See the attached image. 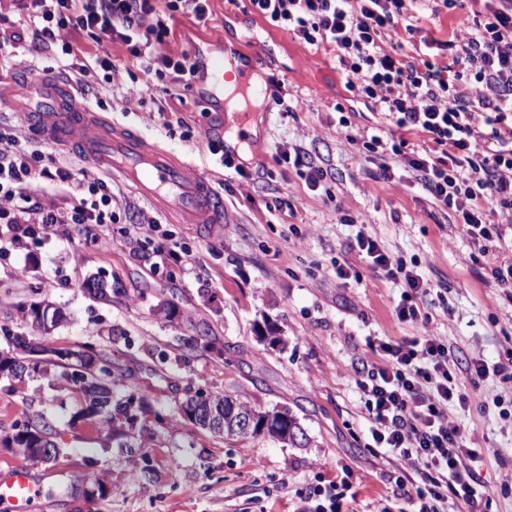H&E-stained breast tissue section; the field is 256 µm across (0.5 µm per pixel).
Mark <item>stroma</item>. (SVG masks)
<instances>
[{"instance_id": "obj_1", "label": "stroma", "mask_w": 512, "mask_h": 512, "mask_svg": "<svg viewBox=\"0 0 512 512\" xmlns=\"http://www.w3.org/2000/svg\"><path fill=\"white\" fill-rule=\"evenodd\" d=\"M210 7L204 25L193 15L177 16L167 51L193 58L268 45L269 72L298 98L289 114L275 100L258 103L254 143L241 153L246 181L207 147L223 134L221 112L189 95L142 99L138 71L127 78L126 95L113 98L93 61L108 54L126 66L119 45L68 30L70 57L57 46L34 56L23 42L0 51V129L27 130L14 102L35 104L37 95L26 86L39 69L85 64L90 71L74 90L81 102L172 151L191 176H207L224 198L223 223L182 224L120 176L71 151L57 155V164L102 178L127 207L107 231L74 225L69 237L34 238L12 249L0 263V327L59 349L91 345L108 353L115 391L137 392L144 406L130 454L99 421L83 417V398L59 382L63 368L54 355H43L39 373L0 391V465L23 462L8 439L39 414L61 449L51 462L28 465L41 486L35 512H307L310 491L345 469L356 483L342 512H374L377 500L392 494L398 472L387 450L371 444L353 364L376 359L374 343L426 332L445 337L463 355L493 362L512 338V297L490 267L471 263V245L452 218L401 166H394L392 182L372 179L375 165L352 140L375 126V118L352 114L348 134H340L335 106L350 94L337 57L228 0H210ZM174 114L183 125L166 127ZM295 141L334 168L332 197L308 190L277 164L279 151ZM278 198L292 210L273 209ZM340 206L365 215L366 224L341 223ZM141 211L159 219L160 233L172 234L189 260H167L153 271L136 257L124 229ZM360 233L416 265L431 284L423 300L428 324L398 320L402 287L353 251ZM343 262L353 272L340 278L336 266ZM93 283L106 288L109 300L90 292ZM33 304L59 310L63 321L46 332L32 327L22 311ZM198 390L289 408L307 439L300 447L266 437L225 441L181 414L182 401ZM500 390L501 406L458 414L483 452L478 477L489 493L485 512H512V483L502 479L512 469V385Z\"/></svg>"}]
</instances>
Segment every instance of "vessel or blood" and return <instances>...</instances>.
<instances>
[{"mask_svg": "<svg viewBox=\"0 0 512 512\" xmlns=\"http://www.w3.org/2000/svg\"><path fill=\"white\" fill-rule=\"evenodd\" d=\"M263 53L242 56L234 50L201 62L202 76L191 85L198 98H216L226 84H233L242 98L267 97V84L256 76ZM40 98L33 108L31 123L37 136L67 147L77 148L97 168L120 173L146 196L170 203L188 224H220L224 221V200L203 177L190 178L175 156L148 144L131 131L105 121L84 104L60 78H36ZM224 123L235 128L242 142L251 140V113L248 108L225 112ZM40 496L29 471L10 464L0 469V500L11 512H33Z\"/></svg>", "mask_w": 512, "mask_h": 512, "instance_id": "vessel-or-blood-1", "label": "vessel or blood"}]
</instances>
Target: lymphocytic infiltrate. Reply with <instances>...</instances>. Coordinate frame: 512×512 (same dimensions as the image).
Segmentation results:
<instances>
[{
	"instance_id": "1",
	"label": "lymphocytic infiltrate",
	"mask_w": 512,
	"mask_h": 512,
	"mask_svg": "<svg viewBox=\"0 0 512 512\" xmlns=\"http://www.w3.org/2000/svg\"><path fill=\"white\" fill-rule=\"evenodd\" d=\"M252 14L303 42L335 51L353 99L382 118L362 136L367 156L382 172L401 165L441 210L457 217L470 239L471 262L486 256V241L504 239L512 224V0H248ZM26 16L33 52L58 44L62 30L117 43L141 71L147 94L168 75L172 87L189 89L198 61L167 54L170 23L179 14L207 21L209 0H17ZM451 15L447 39L421 37L420 20ZM391 48H383L384 40ZM415 42L406 52V42ZM416 143H409V136ZM312 191L334 176L297 143L279 153ZM69 188V206L44 201V183ZM117 201L106 184L57 166L21 133L0 132V259L25 239L69 224L111 223ZM370 268L401 282L398 320L428 322L419 301L429 288L421 274L358 235L354 246ZM382 356L356 366L366 395L369 431L388 448L398 470L429 478V491L400 497L411 512H441L455 496L467 512H483L477 467L482 451L457 414L497 400L489 379L512 380V346L494 363L481 356L460 361L442 337L429 333L380 346ZM460 368L465 381L451 370Z\"/></svg>"
}]
</instances>
